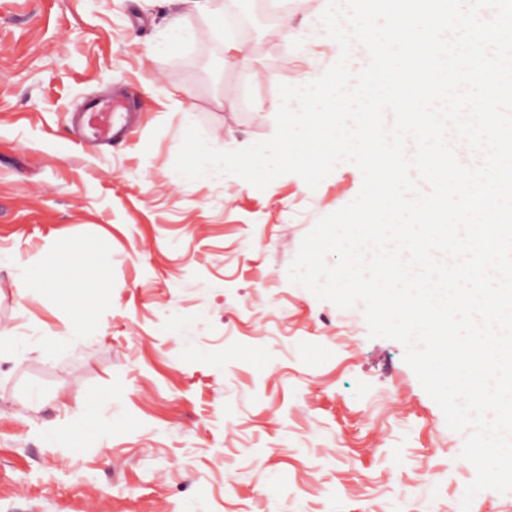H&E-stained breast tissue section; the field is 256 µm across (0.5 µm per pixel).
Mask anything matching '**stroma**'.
Here are the masks:
<instances>
[{"label": "stroma", "instance_id": "1", "mask_svg": "<svg viewBox=\"0 0 512 512\" xmlns=\"http://www.w3.org/2000/svg\"><path fill=\"white\" fill-rule=\"evenodd\" d=\"M177 11L0 0V512H448L475 469L403 346L288 280L358 194L352 164L314 190L173 169L182 106L216 149L268 139L279 84L319 77L334 44L244 35L243 67L207 11L158 53ZM111 94L132 133L78 142L73 116ZM70 252L104 255V278L76 273L62 302L17 293ZM192 35V26L187 21V18L177 19L168 35L158 44L157 49L160 53L175 55L192 38Z\"/></svg>", "mask_w": 512, "mask_h": 512}]
</instances>
